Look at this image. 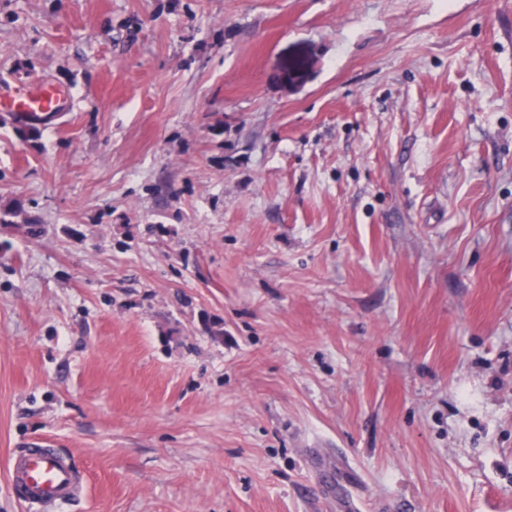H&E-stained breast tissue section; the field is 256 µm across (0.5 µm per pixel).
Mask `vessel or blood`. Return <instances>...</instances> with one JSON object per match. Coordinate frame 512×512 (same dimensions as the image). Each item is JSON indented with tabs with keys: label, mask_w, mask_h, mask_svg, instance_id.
I'll use <instances>...</instances> for the list:
<instances>
[{
	"label": "vessel or blood",
	"mask_w": 512,
	"mask_h": 512,
	"mask_svg": "<svg viewBox=\"0 0 512 512\" xmlns=\"http://www.w3.org/2000/svg\"><path fill=\"white\" fill-rule=\"evenodd\" d=\"M10 101L16 115L40 123L50 122L60 108L57 91L45 87L18 90ZM8 471L11 491L28 512L67 504L86 483L85 474L69 457L37 442L24 452L12 455Z\"/></svg>",
	"instance_id": "obj_1"
}]
</instances>
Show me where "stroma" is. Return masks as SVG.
Segmentation results:
<instances>
[{
	"label": "stroma",
	"instance_id": "stroma-1",
	"mask_svg": "<svg viewBox=\"0 0 512 512\" xmlns=\"http://www.w3.org/2000/svg\"><path fill=\"white\" fill-rule=\"evenodd\" d=\"M37 440L58 512H512V0H0V512ZM9 98L12 112L40 123L50 122L60 108L58 93L52 88L20 89ZM8 471L13 495L29 510L65 505L74 500L86 483L85 474L69 457L38 442L12 455Z\"/></svg>",
	"mask_w": 512,
	"mask_h": 512
}]
</instances>
